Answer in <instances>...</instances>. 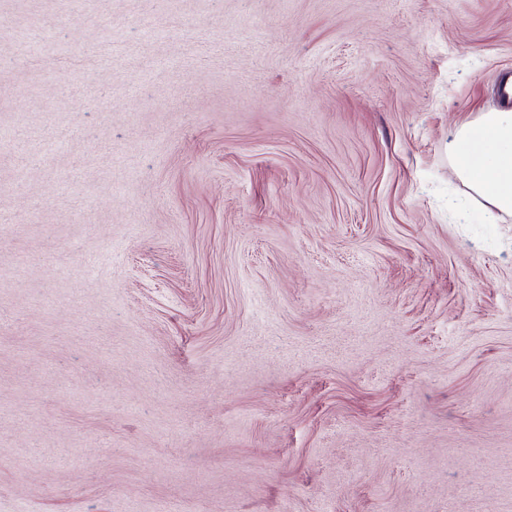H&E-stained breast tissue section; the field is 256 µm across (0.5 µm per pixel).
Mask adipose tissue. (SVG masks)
I'll use <instances>...</instances> for the list:
<instances>
[{"label":"adipose tissue","mask_w":512,"mask_h":512,"mask_svg":"<svg viewBox=\"0 0 512 512\" xmlns=\"http://www.w3.org/2000/svg\"><path fill=\"white\" fill-rule=\"evenodd\" d=\"M448 152L454 174L486 204L489 220L512 215V111L484 112L461 125Z\"/></svg>","instance_id":"adipose-tissue-1"}]
</instances>
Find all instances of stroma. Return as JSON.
<instances>
[{"label":"stroma","instance_id":"35a3bbf8","mask_svg":"<svg viewBox=\"0 0 512 512\" xmlns=\"http://www.w3.org/2000/svg\"><path fill=\"white\" fill-rule=\"evenodd\" d=\"M1 53L0 512H512V216L448 157L512 0H0Z\"/></svg>","mask_w":512,"mask_h":512}]
</instances>
